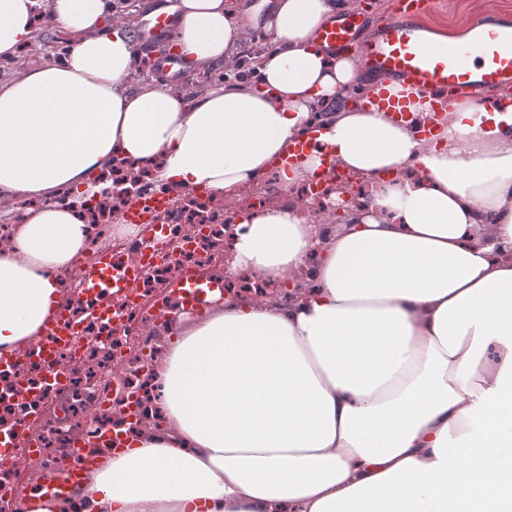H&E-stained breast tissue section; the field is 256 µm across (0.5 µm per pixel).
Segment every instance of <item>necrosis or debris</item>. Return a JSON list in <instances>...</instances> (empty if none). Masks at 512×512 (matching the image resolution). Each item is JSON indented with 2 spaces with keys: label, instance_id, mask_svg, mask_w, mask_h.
<instances>
[{
  "label": "necrosis or debris",
  "instance_id": "1",
  "mask_svg": "<svg viewBox=\"0 0 512 512\" xmlns=\"http://www.w3.org/2000/svg\"><path fill=\"white\" fill-rule=\"evenodd\" d=\"M128 163L119 162L109 176L110 193L84 202L80 214L90 226V250L111 247L118 274L136 260L124 246L112 245L108 227L130 209L129 193L150 191L152 175L143 172L136 182L126 178ZM172 210L158 215L159 228L141 237V253L151 258L128 286L126 301L85 288L74 272L60 273V286L73 328L57 336L52 351L28 347L12 365L0 366V433L20 430L11 456L0 458V500L10 496L21 479L42 470H58L70 458L81 435L111 425L112 411L103 399L114 381L127 395L144 396L149 375L143 363L131 358L132 347L156 352L154 323L145 302L171 273L222 267L225 226L235 209L220 207L207 191L169 190Z\"/></svg>",
  "mask_w": 512,
  "mask_h": 512
}]
</instances>
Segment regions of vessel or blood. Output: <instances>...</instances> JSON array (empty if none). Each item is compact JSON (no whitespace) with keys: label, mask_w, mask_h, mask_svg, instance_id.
<instances>
[{"label":"vessel or blood","mask_w":512,"mask_h":512,"mask_svg":"<svg viewBox=\"0 0 512 512\" xmlns=\"http://www.w3.org/2000/svg\"><path fill=\"white\" fill-rule=\"evenodd\" d=\"M439 8L440 0H393L390 16L382 19L359 47L354 41L364 20L360 14L343 11L331 16L315 39L332 51L357 48L359 77L402 81L421 94L432 112L449 111L456 97L464 93L511 86L512 17L496 11L481 12L469 22V42L434 47L423 38L420 23ZM179 25L174 14L159 10L142 23L139 31L144 45H163V52L154 54L152 61L157 73L171 80L177 79L184 68L175 44ZM313 152L322 155L324 173H335L336 161L329 146L314 135L298 140L278 164L295 165ZM112 263L111 251L100 250L80 277L88 287L118 293L122 285L112 274ZM223 289L222 282L189 272L175 273L167 284L168 292L188 310L207 305L209 298ZM92 465L82 443H75L70 461L42 484V497L72 496Z\"/></svg>","instance_id":"vessel-or-blood-1"}]
</instances>
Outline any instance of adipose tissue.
Returning <instances> with one entry per match:
<instances>
[{
    "instance_id": "adipose-tissue-1",
    "label": "adipose tissue",
    "mask_w": 512,
    "mask_h": 512,
    "mask_svg": "<svg viewBox=\"0 0 512 512\" xmlns=\"http://www.w3.org/2000/svg\"><path fill=\"white\" fill-rule=\"evenodd\" d=\"M37 4L0 0L1 58L34 38ZM355 7L176 0L199 70L233 67L254 28L273 45L253 78L191 101L131 87L134 43L112 0H50L68 57L0 82V210L41 202L0 243V350L35 344L62 304L58 271L87 257L80 206L116 159L230 199L315 129L369 194L318 224L292 189L320 154L281 169L282 201L237 214L224 273L303 289L231 292L156 326L149 423L100 449L77 500L33 489L18 512H512V106L464 96L429 144L419 104L401 120L350 100L372 83L314 35Z\"/></svg>"
}]
</instances>
